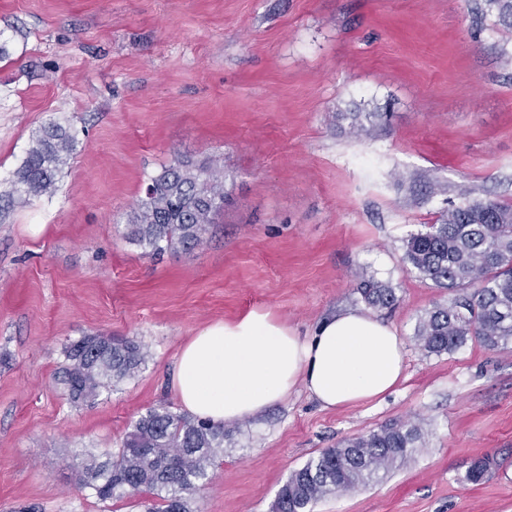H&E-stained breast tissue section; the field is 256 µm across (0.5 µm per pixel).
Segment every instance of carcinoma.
<instances>
[{"instance_id": "carcinoma-1", "label": "carcinoma", "mask_w": 512, "mask_h": 512, "mask_svg": "<svg viewBox=\"0 0 512 512\" xmlns=\"http://www.w3.org/2000/svg\"><path fill=\"white\" fill-rule=\"evenodd\" d=\"M75 144L71 127L55 121L42 127L14 174L15 192L52 194ZM225 200L223 165L176 160L151 178L131 211L126 238L151 256L175 246L192 251L206 242ZM404 260L434 287L456 293L450 305L420 318L415 336L425 352H451L470 337L490 349L512 342V202L487 199L448 210L408 236ZM471 287L473 293L464 292ZM358 292L373 308L397 300L394 289L372 279L361 280ZM65 358L64 393L92 404L101 390L133 377L146 354L135 340L93 335L71 344ZM420 440L417 426L392 423L325 448L290 473L273 512H311L328 495L377 480L405 462ZM223 447L224 427L152 407L133 423L116 459L90 460L77 483L103 502L140 493L158 501L145 512H191L190 496ZM489 468L488 459L475 460L464 479L477 484Z\"/></svg>"}]
</instances>
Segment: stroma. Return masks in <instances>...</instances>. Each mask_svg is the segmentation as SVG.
Instances as JSON below:
<instances>
[{
  "instance_id": "35a3bbf8",
  "label": "stroma",
  "mask_w": 512,
  "mask_h": 512,
  "mask_svg": "<svg viewBox=\"0 0 512 512\" xmlns=\"http://www.w3.org/2000/svg\"><path fill=\"white\" fill-rule=\"evenodd\" d=\"M0 196L49 122L78 132L53 194L0 212V512H144L100 501L75 472L116 456L131 424L181 412L176 358L198 330L266 310L298 335L364 309L405 379L324 409L304 390L224 427L193 512H272L289 474L390 423L422 446L314 512H512V343L426 353L415 327L445 306L403 261L448 208L512 201V27L485 0H0ZM372 113L362 133L356 113ZM224 162L206 243L152 257L125 225L178 159ZM142 344L132 378L76 406L58 373L88 335ZM491 469L464 482L471 461ZM362 300L373 308H389L397 300L393 288L386 287L373 279H363L357 289Z\"/></svg>"
}]
</instances>
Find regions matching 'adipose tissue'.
I'll list each match as a JSON object with an SVG mask.
<instances>
[{"instance_id": "adipose-tissue-1", "label": "adipose tissue", "mask_w": 512, "mask_h": 512, "mask_svg": "<svg viewBox=\"0 0 512 512\" xmlns=\"http://www.w3.org/2000/svg\"><path fill=\"white\" fill-rule=\"evenodd\" d=\"M402 349L391 325L360 310L330 316L307 337L253 310L191 337L177 357L174 390L183 408L217 426L256 416L299 386L322 408L349 406L399 383Z\"/></svg>"}]
</instances>
